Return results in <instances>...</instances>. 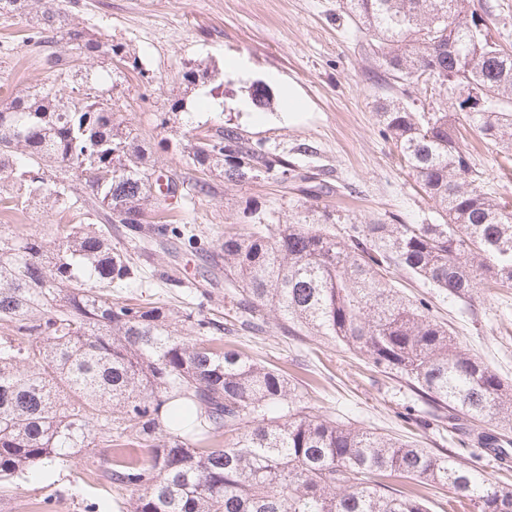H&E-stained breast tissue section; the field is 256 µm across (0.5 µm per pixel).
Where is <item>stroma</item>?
<instances>
[{
	"label": "stroma",
	"mask_w": 512,
	"mask_h": 512,
	"mask_svg": "<svg viewBox=\"0 0 512 512\" xmlns=\"http://www.w3.org/2000/svg\"><path fill=\"white\" fill-rule=\"evenodd\" d=\"M67 10L90 32L123 44L128 55L118 67V91L129 108L156 168L198 174L188 163V130L231 124L252 141L276 149L314 182L340 186L319 207L333 211L341 227L373 218L389 224H426L434 215L393 145L379 133L374 103L382 90L362 40L344 14L342 0H68ZM27 17L0 18V100L45 83L39 49L23 42ZM229 59L248 64L241 74L225 71ZM223 78L218 97L210 84L188 85L185 67ZM270 92L259 112L243 111L251 86ZM305 99V112L285 113V87ZM205 195L179 192L166 220L187 225L200 250L157 244L137 255L141 279L113 297L160 302L223 321L224 346L263 365L290 373L313 406L345 422L418 442L437 455L452 454L446 434L426 424L433 405L422 401L404 379L370 365L362 354L324 337H294L274 320L256 331L242 326L237 300L223 281L212 280L222 264L224 228L246 223L252 211L287 212L304 196L279 177L245 185L225 182L224 173L202 174ZM393 283L407 298L429 300L436 318L448 324L470 354L482 358L512 383V289L475 304L451 302L405 273ZM129 492L116 491L100 472L86 470L83 458L69 466L47 467L36 477L0 485V512H121Z\"/></svg>",
	"instance_id": "35a3bbf8"
}]
</instances>
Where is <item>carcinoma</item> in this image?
Returning a JSON list of instances; mask_svg holds the SVG:
<instances>
[{"label":"carcinoma","instance_id":"carcinoma-1","mask_svg":"<svg viewBox=\"0 0 512 512\" xmlns=\"http://www.w3.org/2000/svg\"><path fill=\"white\" fill-rule=\"evenodd\" d=\"M387 94L380 134L396 149L430 208V224H353L312 208L258 213L224 228V282L240 317L270 313L292 336H323L403 378L438 409L472 423L473 445L504 459L512 386L461 349L428 301L403 299L389 275L405 271L451 301L512 288V201L485 186L467 134L492 144L512 176V53L489 35L471 0H342ZM37 14L26 40L63 31L78 58L124 51L87 32L55 0H0V17ZM453 45L455 55L448 54ZM51 81L0 105V210L46 205L86 211L52 240L0 233V481L83 454L119 491L126 512H512V488L450 460L340 421L311 406L286 374L213 345L221 323L156 303L112 299L139 271L134 252L178 226L148 214L176 197L133 129L112 71L92 74L49 52ZM473 86L479 104L424 110ZM195 169L223 166L243 185L295 171L288 157L234 126L193 135ZM122 236L125 249L112 246ZM183 414L178 426L165 414ZM115 448L106 458L90 450ZM397 483L400 489L385 493Z\"/></svg>","mask_w":512,"mask_h":512}]
</instances>
